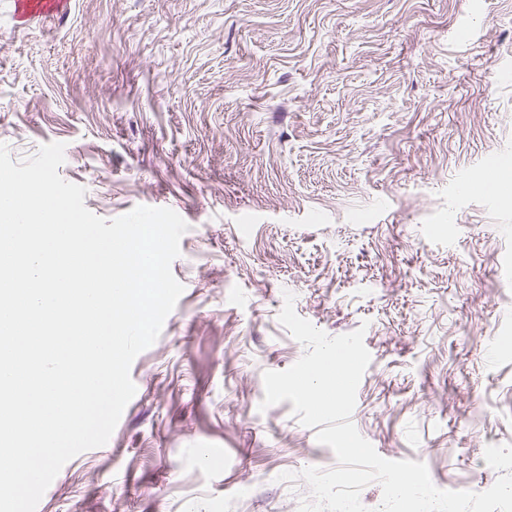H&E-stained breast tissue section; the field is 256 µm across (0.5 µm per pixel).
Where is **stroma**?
Instances as JSON below:
<instances>
[{"label":"stroma","mask_w":512,"mask_h":512,"mask_svg":"<svg viewBox=\"0 0 512 512\" xmlns=\"http://www.w3.org/2000/svg\"><path fill=\"white\" fill-rule=\"evenodd\" d=\"M113 219L188 224L184 286L110 440L37 512H299L336 467L263 374L304 347L285 293L371 355L351 420L442 490L512 445V0H0V143Z\"/></svg>","instance_id":"1"}]
</instances>
